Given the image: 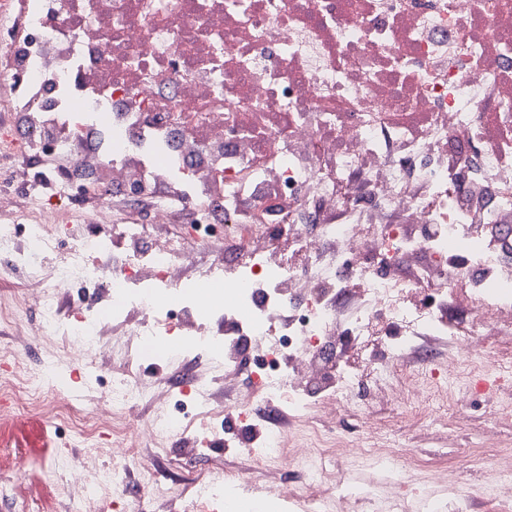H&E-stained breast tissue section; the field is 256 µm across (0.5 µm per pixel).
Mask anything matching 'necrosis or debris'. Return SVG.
<instances>
[{"mask_svg":"<svg viewBox=\"0 0 512 512\" xmlns=\"http://www.w3.org/2000/svg\"><path fill=\"white\" fill-rule=\"evenodd\" d=\"M19 1L17 27L0 37V105L29 113L32 129L22 142L1 133L0 151L101 172L83 238L24 295L40 318L20 335L52 334L96 359L111 323L136 324L111 395L91 405L46 399L28 367L0 351L11 409L68 419L88 444L78 512H101L125 485L99 466L103 455L138 462L141 491L180 501L181 512H217L244 484L219 452L231 421L239 444L266 423L253 459L288 465L308 487L302 496L266 485L235 512L298 500L304 512L372 501L377 512H410L406 490L378 499L333 465L360 453L397 477L372 444L380 419L357 439L302 448L276 411L286 403L325 423L386 391L397 411L434 423L445 405L470 401L473 361L485 362L488 396L512 383V358L484 337L491 324L512 326V252L486 239L467 207L496 171L485 221L512 238V0ZM91 132L108 150L84 149ZM43 175L56 191L23 247L0 224V262L37 265L71 231L69 180ZM176 206L190 228L170 227ZM216 224L215 259L196 244ZM91 252L113 253L111 266L88 267ZM78 282L106 291L107 304L63 313L58 295ZM205 283L224 284L223 295L202 301ZM176 335L180 349L162 358L186 368L167 382L145 375L144 347ZM431 336L452 350L439 368L419 346ZM217 341L223 357L191 366ZM258 345L265 359L241 386ZM415 349L421 373L404 368ZM218 382L230 398L217 399ZM171 387L178 414H137ZM141 443L152 460H141ZM181 449L204 465L171 484L156 462Z\"/></svg>","mask_w":512,"mask_h":512,"instance_id":"obj_1","label":"necrosis or debris"}]
</instances>
